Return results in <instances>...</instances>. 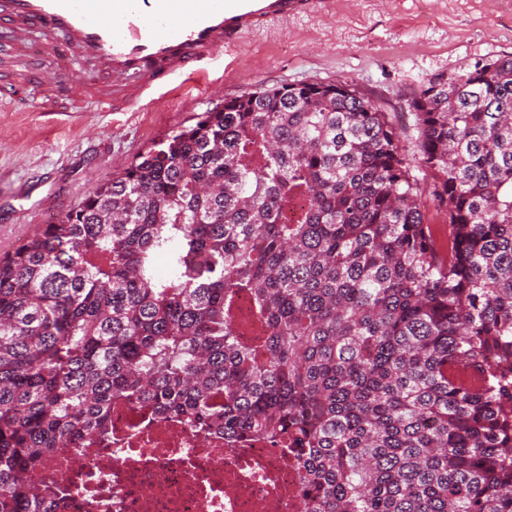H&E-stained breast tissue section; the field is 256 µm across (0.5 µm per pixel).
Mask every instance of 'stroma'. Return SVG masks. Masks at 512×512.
Here are the masks:
<instances>
[{
    "label": "stroma",
    "instance_id": "stroma-1",
    "mask_svg": "<svg viewBox=\"0 0 512 512\" xmlns=\"http://www.w3.org/2000/svg\"><path fill=\"white\" fill-rule=\"evenodd\" d=\"M333 12L246 36L206 92L175 88L126 112H44L39 93L70 83L81 100L90 65L59 70L46 53L17 62L0 31V253L55 221L167 134L259 85L352 84L395 113L405 138L412 97L436 75L512 55V0H333Z\"/></svg>",
    "mask_w": 512,
    "mask_h": 512
}]
</instances>
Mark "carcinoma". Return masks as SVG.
I'll list each match as a JSON object with an SVG mask.
<instances>
[{
	"instance_id": "carcinoma-1",
	"label": "carcinoma",
	"mask_w": 512,
	"mask_h": 512,
	"mask_svg": "<svg viewBox=\"0 0 512 512\" xmlns=\"http://www.w3.org/2000/svg\"><path fill=\"white\" fill-rule=\"evenodd\" d=\"M347 86L226 100L0 256V512L125 403L284 447L303 512H512V56L409 149Z\"/></svg>"
}]
</instances>
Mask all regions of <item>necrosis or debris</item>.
I'll return each instance as SVG.
<instances>
[{"label": "necrosis or debris", "mask_w": 512, "mask_h": 512, "mask_svg": "<svg viewBox=\"0 0 512 512\" xmlns=\"http://www.w3.org/2000/svg\"><path fill=\"white\" fill-rule=\"evenodd\" d=\"M112 441L58 448L36 479L50 512H298L300 469L261 440L202 436L148 407L114 406Z\"/></svg>", "instance_id": "4bbe7bcc"}]
</instances>
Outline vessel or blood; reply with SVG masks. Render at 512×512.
I'll return each mask as SVG.
<instances>
[{"label": "vessel or blood", "mask_w": 512, "mask_h": 512, "mask_svg": "<svg viewBox=\"0 0 512 512\" xmlns=\"http://www.w3.org/2000/svg\"><path fill=\"white\" fill-rule=\"evenodd\" d=\"M329 7V0H8L0 26L16 55L37 33L57 66L78 60L103 68L107 82L85 86V98L123 112L208 75L247 33Z\"/></svg>", "instance_id": "vessel-or-blood-1"}]
</instances>
